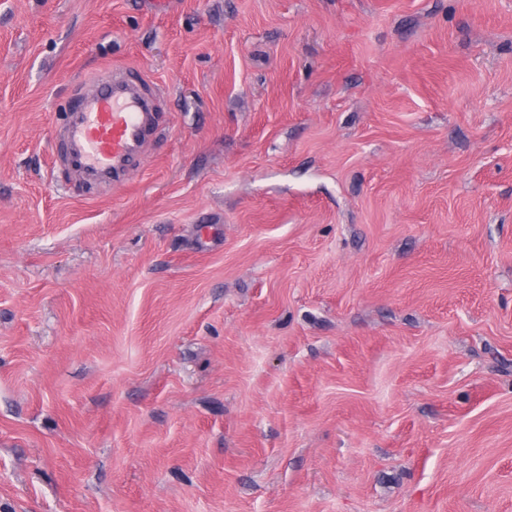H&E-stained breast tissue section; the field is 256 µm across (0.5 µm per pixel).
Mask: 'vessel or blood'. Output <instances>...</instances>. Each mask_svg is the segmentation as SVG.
<instances>
[{
	"mask_svg": "<svg viewBox=\"0 0 512 512\" xmlns=\"http://www.w3.org/2000/svg\"><path fill=\"white\" fill-rule=\"evenodd\" d=\"M160 105V91L142 75L114 68L69 106L60 136L61 160L106 185L124 183L145 157Z\"/></svg>",
	"mask_w": 512,
	"mask_h": 512,
	"instance_id": "1",
	"label": "vessel or blood"
}]
</instances>
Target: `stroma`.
<instances>
[{
    "label": "stroma",
    "mask_w": 512,
    "mask_h": 512,
    "mask_svg": "<svg viewBox=\"0 0 512 512\" xmlns=\"http://www.w3.org/2000/svg\"><path fill=\"white\" fill-rule=\"evenodd\" d=\"M0 512H512V0H0ZM89 86L66 112L60 161L108 186L123 184L158 127L161 92L127 67L113 68Z\"/></svg>",
    "instance_id": "stroma-1"
}]
</instances>
